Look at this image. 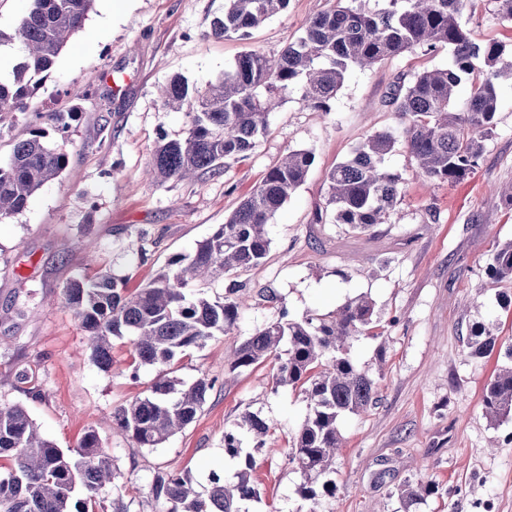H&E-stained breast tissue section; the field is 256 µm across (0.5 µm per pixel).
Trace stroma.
Returning a JSON list of instances; mask_svg holds the SVG:
<instances>
[{
    "instance_id": "35a3bbf8",
    "label": "stroma",
    "mask_w": 512,
    "mask_h": 512,
    "mask_svg": "<svg viewBox=\"0 0 512 512\" xmlns=\"http://www.w3.org/2000/svg\"><path fill=\"white\" fill-rule=\"evenodd\" d=\"M225 0H96L83 28L57 58L44 85L0 126V161L15 140L60 112L69 125L50 139L69 158L22 212L0 219V404L25 405L41 435L63 449L96 431L114 457L133 512H159L149 493L154 469L189 473L207 492L210 473L234 479L238 460L224 452V433L250 411L274 427L261 447L244 440L259 491L250 512H308L302 482L289 463L291 440L308 414L304 395L273 388L269 364L230 369L227 360L255 327L290 315H326L347 299L369 297L382 339L360 337L356 362L377 386L368 411L341 423L336 492L322 512H512V416L485 417L482 389L503 365L498 356L467 357L462 339L485 327L512 345V306L486 280L496 246L512 242V88L503 87L496 127L475 173L460 183L428 181L397 142L385 164L403 178L387 223L355 235L326 210L327 175L364 137L394 128L381 101L398 76L447 67V48L417 49L374 67L352 69L320 115L284 94L270 133L249 158L227 160L223 173L157 183L146 175L160 136L178 138L186 112L164 110L158 87L182 75L205 87L245 52L278 54L302 36L333 0H290L286 10L248 39L215 38ZM462 18L479 43L512 49V23L497 0H466ZM293 149L312 151L304 184L267 226L266 259L241 274L248 298L235 327L176 364L184 384L214 379L195 420L158 448H140L112 426L113 408L144 395L155 367L132 370L130 337L112 340L114 365L99 370L86 336L63 298L71 280L110 272L129 288L151 280L168 260L188 255L212 234ZM143 241L145 256L133 248ZM274 302H267V295ZM433 481L436 494L404 506V481Z\"/></svg>"
}]
</instances>
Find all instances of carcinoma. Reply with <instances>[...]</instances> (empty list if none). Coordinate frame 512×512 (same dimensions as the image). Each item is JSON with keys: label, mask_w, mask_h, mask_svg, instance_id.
Here are the masks:
<instances>
[{"label": "carcinoma", "mask_w": 512, "mask_h": 512, "mask_svg": "<svg viewBox=\"0 0 512 512\" xmlns=\"http://www.w3.org/2000/svg\"><path fill=\"white\" fill-rule=\"evenodd\" d=\"M29 2L14 34L6 39L0 34V44H16L19 54L11 72L0 76V119L26 110L27 99L48 77L70 35L83 27L94 0ZM367 2L336 0L278 55L250 51L203 89L180 75L163 84V108L187 109L190 122L184 137L160 138L147 175L165 183L189 180L199 171L219 174L226 160L247 158L268 135V116L288 91L300 92L303 107L327 113L350 69L444 45L452 56L448 67L395 82L383 103L402 125L419 176L448 183L468 178L492 135L498 88L504 81L512 84V60L503 62L506 47L472 39L461 21L464 0H382L377 8L367 7ZM288 3L226 0L224 17L213 23L212 34L246 39ZM460 88L468 90V98L457 111L453 101ZM48 136L44 128L31 131L0 162V218L22 212L34 193L67 169V154ZM396 143L392 131H374L329 172L327 206L334 223L362 233L387 221L402 184L401 175L384 166ZM313 162L307 149L288 151L193 254L172 259L135 293L127 292L125 279L107 272L69 282L63 295L86 333L90 360L109 371L112 337L131 336L136 379L140 367H168L188 350L230 330L244 303L245 285L238 275L266 258L271 244L266 227L305 182ZM485 275L491 284L512 283V242L496 246ZM219 278L229 280L224 297L213 300L193 291L194 284ZM373 314V303L364 296L347 300L326 316L297 317L284 311L277 320L256 327L231 361L233 370L269 362L273 389L291 386L305 394L309 412L292 437L289 461L303 477L300 492L311 501L309 512H318L316 484L327 494L336 491L332 475L336 452L343 446L342 419L376 402V383L349 349L354 338L383 336L375 331ZM283 344L287 349H280ZM497 344L491 331L476 329L465 338L464 352L486 358ZM505 357L509 366L496 372L482 392L485 414L495 422L512 416L511 346ZM213 386L205 377L179 387L160 376L146 395L113 409L112 425L138 447L157 448L195 420ZM271 429L269 421L246 411L237 428L224 432V451L239 457L241 434L252 436L259 447ZM0 458L10 463L0 475V512H86L84 503L73 501L79 485L94 494L112 490V512H131L116 484L119 468L93 430L65 452L40 435L24 405H0ZM252 469L247 454L237 481L211 473L204 498L189 474L157 468L150 493L164 512H246L243 504L257 497ZM436 490L431 481H407L398 495L408 507Z\"/></svg>", "instance_id": "carcinoma-1"}]
</instances>
